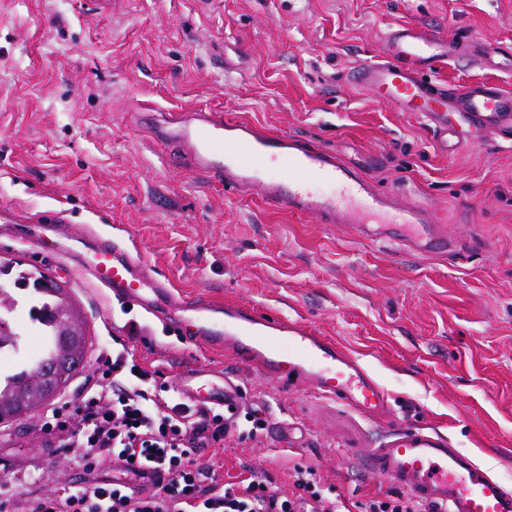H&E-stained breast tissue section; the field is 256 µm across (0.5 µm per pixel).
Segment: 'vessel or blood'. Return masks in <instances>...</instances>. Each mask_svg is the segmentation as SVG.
Masks as SVG:
<instances>
[{"label": "vessel or blood", "instance_id": "obj_1", "mask_svg": "<svg viewBox=\"0 0 512 512\" xmlns=\"http://www.w3.org/2000/svg\"><path fill=\"white\" fill-rule=\"evenodd\" d=\"M481 51L489 65L512 71V49L486 41ZM457 52L453 41L432 29L403 24L388 33L382 60L358 66L349 80L401 111L418 113L443 153L490 134L511 143V92L487 81L459 87L428 79L436 64L456 60ZM139 123L163 145L169 165L194 171L225 192L256 198L272 210L309 214L324 224L349 225L364 238L395 242L418 257L444 254L450 247L427 204L378 191L339 151L308 144L302 136L265 133L206 109L167 116L148 108ZM278 159L287 162L288 176L269 172V162ZM318 181L332 185L333 193L316 190ZM83 237V266L113 300L158 319L164 336L189 332L209 349L229 354L230 367L196 363L175 375L173 387L184 401L236 418L244 398L235 370L242 367L267 378L293 377L371 420L390 412L389 393L360 359L305 321L236 303L176 297L132 241L93 224ZM358 467L438 512H512V488L432 429L396 432L386 444L366 449Z\"/></svg>", "mask_w": 512, "mask_h": 512}]
</instances>
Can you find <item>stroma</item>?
<instances>
[{"mask_svg": "<svg viewBox=\"0 0 512 512\" xmlns=\"http://www.w3.org/2000/svg\"><path fill=\"white\" fill-rule=\"evenodd\" d=\"M467 42L512 46V0H0V264L63 283L90 348L116 341L166 376L194 361L224 363L184 337L159 344V322L113 333L112 298L68 252L34 243L56 216L125 229L145 260L186 296L206 295L302 318L350 348L392 396L372 421L294 379L239 373L244 411L268 421L232 439L224 476L250 466L284 493L307 467L349 512L394 495L353 457L399 427L434 428L512 486V143L489 137L441 152L424 120L348 81L384 54L400 24ZM458 86L512 73L472 56L437 65ZM144 108L218 109L275 134L340 150L382 192L428 202L462 257L417 259L388 242L288 209L272 211L167 164L139 130ZM14 355L30 366L39 327L18 293ZM45 414L0 422V484L35 495L86 477L49 447Z\"/></svg>", "mask_w": 512, "mask_h": 512, "instance_id": "35a3bbf8", "label": "stroma"}]
</instances>
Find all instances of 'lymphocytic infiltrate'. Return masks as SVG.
Masks as SVG:
<instances>
[{
    "label": "lymphocytic infiltrate",
    "instance_id": "lymphocytic-infiltrate-1",
    "mask_svg": "<svg viewBox=\"0 0 512 512\" xmlns=\"http://www.w3.org/2000/svg\"><path fill=\"white\" fill-rule=\"evenodd\" d=\"M92 367L78 399L49 408L41 431L86 472L108 461L139 477L164 473L166 481L146 497L118 480L58 485L25 499L23 512H341L308 468L296 469L289 496L254 474L224 481L200 459L231 435L223 411L183 402L134 353L103 345Z\"/></svg>",
    "mask_w": 512,
    "mask_h": 512
}]
</instances>
